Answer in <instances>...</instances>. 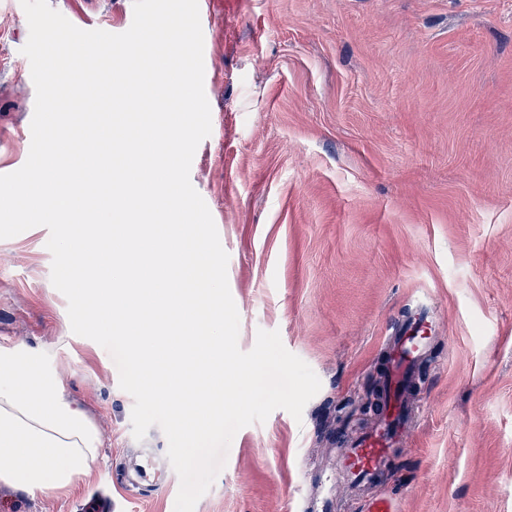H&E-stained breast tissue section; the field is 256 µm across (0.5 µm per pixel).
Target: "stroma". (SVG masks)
Returning <instances> with one entry per match:
<instances>
[{"label":"stroma","mask_w":512,"mask_h":512,"mask_svg":"<svg viewBox=\"0 0 512 512\" xmlns=\"http://www.w3.org/2000/svg\"><path fill=\"white\" fill-rule=\"evenodd\" d=\"M212 131L190 179L229 255L238 344L278 331L321 381L301 419L239 430L195 512H512V0H201ZM83 30L126 31L133 0H49ZM20 0H0V172L27 160L35 87ZM47 228L0 239V346H27L100 441L67 489L0 484V512H174L179 478L135 491L119 468L166 459L132 434V396L71 331ZM426 307L433 347L413 428L377 486H336L395 325Z\"/></svg>","instance_id":"35a3bbf8"}]
</instances>
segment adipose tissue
Listing matches in <instances>:
<instances>
[{"instance_id": "adipose-tissue-1", "label": "adipose tissue", "mask_w": 512, "mask_h": 512, "mask_svg": "<svg viewBox=\"0 0 512 512\" xmlns=\"http://www.w3.org/2000/svg\"><path fill=\"white\" fill-rule=\"evenodd\" d=\"M35 351L0 347V483L30 493L65 488L99 458L101 442Z\"/></svg>"}]
</instances>
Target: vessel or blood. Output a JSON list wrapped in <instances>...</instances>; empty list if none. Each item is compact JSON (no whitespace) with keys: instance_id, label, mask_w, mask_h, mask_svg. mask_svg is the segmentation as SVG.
I'll return each instance as SVG.
<instances>
[{"instance_id":"1","label":"vessel or blood","mask_w":512,"mask_h":512,"mask_svg":"<svg viewBox=\"0 0 512 512\" xmlns=\"http://www.w3.org/2000/svg\"><path fill=\"white\" fill-rule=\"evenodd\" d=\"M428 315L416 310L401 324L389 346L385 371L387 380L383 386L382 421L367 432L353 447L343 449L347 474L366 480H374L393 448L398 446L407 425V409L400 390L410 375L414 361L421 356L429 341Z\"/></svg>"}]
</instances>
